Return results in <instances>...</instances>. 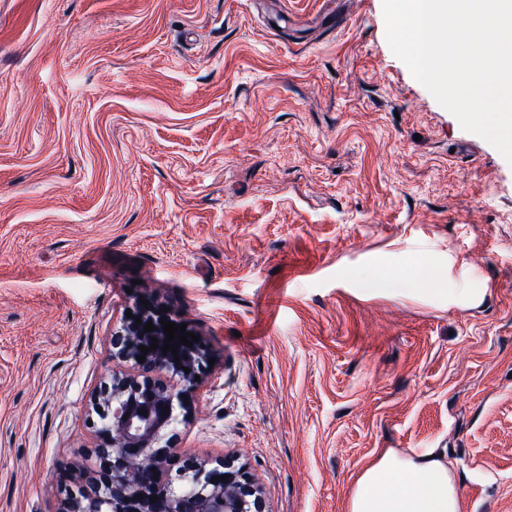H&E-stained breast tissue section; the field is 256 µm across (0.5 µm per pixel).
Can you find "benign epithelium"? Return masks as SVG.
I'll use <instances>...</instances> for the list:
<instances>
[{
	"label": "benign epithelium",
	"mask_w": 512,
	"mask_h": 512,
	"mask_svg": "<svg viewBox=\"0 0 512 512\" xmlns=\"http://www.w3.org/2000/svg\"><path fill=\"white\" fill-rule=\"evenodd\" d=\"M149 321L155 330L146 332ZM160 321L143 314L141 323L132 319L112 335V358L132 368L112 370L94 396L102 409L95 463L78 459L59 472L65 497L56 512H265L261 487L244 471L225 458L199 460L174 445L176 409L185 407V392L177 386L196 384L203 350L195 342L179 345L176 354L163 352ZM154 337L157 348L141 352L139 346H151Z\"/></svg>",
	"instance_id": "7a95c632"
}]
</instances>
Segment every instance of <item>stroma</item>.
I'll return each mask as SVG.
<instances>
[{"label": "stroma", "instance_id": "stroma-1", "mask_svg": "<svg viewBox=\"0 0 512 512\" xmlns=\"http://www.w3.org/2000/svg\"><path fill=\"white\" fill-rule=\"evenodd\" d=\"M145 302L214 360L177 447L267 512L386 448L512 512V164L383 0H0V512H55Z\"/></svg>", "mask_w": 512, "mask_h": 512}]
</instances>
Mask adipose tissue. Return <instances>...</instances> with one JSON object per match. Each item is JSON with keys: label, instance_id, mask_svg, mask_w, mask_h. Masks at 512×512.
<instances>
[{"label": "adipose tissue", "instance_id": "1", "mask_svg": "<svg viewBox=\"0 0 512 512\" xmlns=\"http://www.w3.org/2000/svg\"><path fill=\"white\" fill-rule=\"evenodd\" d=\"M346 512H461V503L444 456L387 449L358 473Z\"/></svg>", "mask_w": 512, "mask_h": 512}]
</instances>
